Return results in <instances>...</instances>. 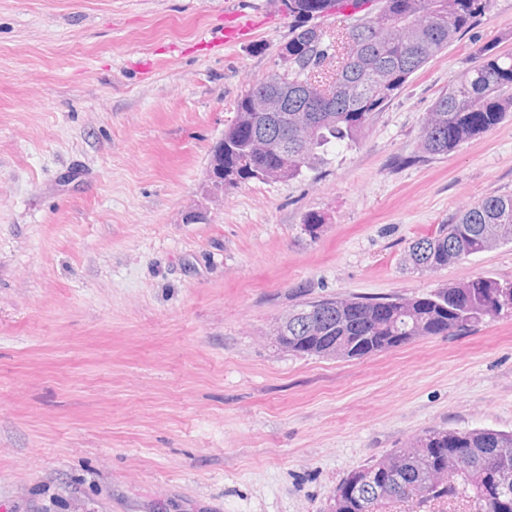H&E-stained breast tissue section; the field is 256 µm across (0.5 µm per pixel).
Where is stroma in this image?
I'll list each match as a JSON object with an SVG mask.
<instances>
[{"label":"stroma","instance_id":"stroma-1","mask_svg":"<svg viewBox=\"0 0 512 512\" xmlns=\"http://www.w3.org/2000/svg\"><path fill=\"white\" fill-rule=\"evenodd\" d=\"M239 15L255 30L225 43ZM291 26L278 0H0V512H327L350 471L426 429L512 431L510 314L361 360L266 335L304 296L512 280L511 244L402 264L512 193V114L417 159L437 95L479 48L512 52V0L358 143L207 197L211 149Z\"/></svg>","mask_w":512,"mask_h":512}]
</instances>
